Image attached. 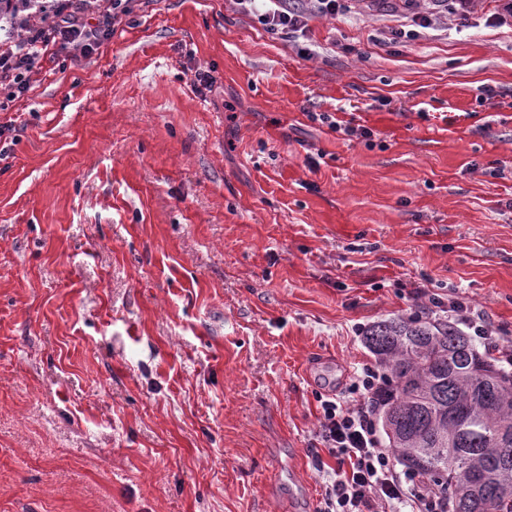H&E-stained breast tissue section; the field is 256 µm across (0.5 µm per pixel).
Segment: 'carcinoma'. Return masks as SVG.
Listing matches in <instances>:
<instances>
[{
	"label": "carcinoma",
	"mask_w": 512,
	"mask_h": 512,
	"mask_svg": "<svg viewBox=\"0 0 512 512\" xmlns=\"http://www.w3.org/2000/svg\"><path fill=\"white\" fill-rule=\"evenodd\" d=\"M391 388L389 448L451 489L454 512H512V372L453 321L398 316L365 333Z\"/></svg>",
	"instance_id": "1"
}]
</instances>
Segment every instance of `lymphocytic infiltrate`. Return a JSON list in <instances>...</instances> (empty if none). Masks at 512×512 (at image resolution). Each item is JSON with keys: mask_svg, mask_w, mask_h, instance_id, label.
<instances>
[{"mask_svg": "<svg viewBox=\"0 0 512 512\" xmlns=\"http://www.w3.org/2000/svg\"><path fill=\"white\" fill-rule=\"evenodd\" d=\"M136 0H106L87 16V0H23L15 22L23 29L11 44L0 45V94L14 101L27 94L43 60L72 50L89 53L109 41L116 25L133 12ZM274 38H299L311 17H337L345 0H234ZM388 373L376 363L354 372L346 395L320 402L318 438L322 453L313 465L322 485L317 512H452L451 499L433 483L400 467L386 448L378 421Z\"/></svg>", "mask_w": 512, "mask_h": 512, "instance_id": "obj_1", "label": "lymphocytic infiltrate"}]
</instances>
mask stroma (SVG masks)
<instances>
[{
  "mask_svg": "<svg viewBox=\"0 0 512 512\" xmlns=\"http://www.w3.org/2000/svg\"><path fill=\"white\" fill-rule=\"evenodd\" d=\"M348 4L294 42L142 0L0 111V512H314L317 396L398 284L512 341V27ZM411 1L408 3V8L411 9L410 13L412 17L410 19L409 24L401 25L400 28L392 29L390 31V38H388L389 42H412L423 38L428 29L433 28L434 20L430 17L433 15H427L422 12H417L414 9L413 1L416 0H405ZM412 27V28H410ZM448 313H451V316H456L461 324L472 329L474 335L482 340L485 348L499 351L496 341L491 336H487L485 332L486 319L481 312L475 311L474 308L468 307L464 302L456 300L448 303Z\"/></svg>",
  "mask_w": 512,
  "mask_h": 512,
  "instance_id": "obj_1",
  "label": "stroma"
}]
</instances>
